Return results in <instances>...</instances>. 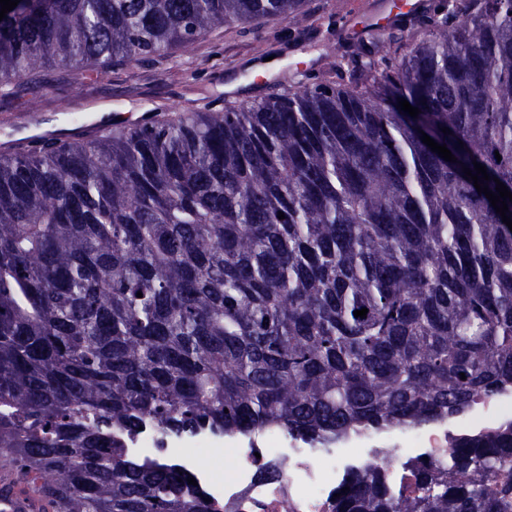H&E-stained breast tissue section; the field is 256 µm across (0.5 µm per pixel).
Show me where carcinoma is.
<instances>
[{
	"mask_svg": "<svg viewBox=\"0 0 512 512\" xmlns=\"http://www.w3.org/2000/svg\"><path fill=\"white\" fill-rule=\"evenodd\" d=\"M308 3L20 0L0 92L217 27L331 34L347 10ZM360 57L330 43L319 83L0 154V455L56 512H215L180 463L126 448L148 424L326 443L512 388V231L463 173L512 191V0H435ZM450 469L413 462V494L353 469L335 512H512V423L460 438Z\"/></svg>",
	"mask_w": 512,
	"mask_h": 512,
	"instance_id": "carcinoma-1",
	"label": "carcinoma"
}]
</instances>
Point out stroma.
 Here are the masks:
<instances>
[{
    "label": "stroma",
    "mask_w": 512,
    "mask_h": 512,
    "mask_svg": "<svg viewBox=\"0 0 512 512\" xmlns=\"http://www.w3.org/2000/svg\"><path fill=\"white\" fill-rule=\"evenodd\" d=\"M394 0H348L349 15L337 22L334 39L340 50L356 48L359 34L377 19L394 16ZM324 30L297 36L287 20L259 27L216 29L190 53L168 60H145L112 68L100 78L52 73L46 84L14 96L0 95V152L24 147L23 129L54 123L99 128L93 110L108 104L118 126L141 119L174 118L220 99L246 105L271 93L293 63L307 75H321L327 62ZM273 68H266V58Z\"/></svg>",
    "instance_id": "stroma-1"
}]
</instances>
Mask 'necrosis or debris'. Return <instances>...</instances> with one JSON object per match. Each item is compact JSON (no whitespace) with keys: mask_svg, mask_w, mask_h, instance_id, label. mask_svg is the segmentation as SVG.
<instances>
[{"mask_svg":"<svg viewBox=\"0 0 512 512\" xmlns=\"http://www.w3.org/2000/svg\"><path fill=\"white\" fill-rule=\"evenodd\" d=\"M512 422V390H504L479 401L467 423L448 425L441 420L412 427L398 435L406 452L394 457L373 455L377 469L395 481H408L407 464L428 458L447 468L455 438L466 429L488 421ZM192 454L181 460L200 488L212 499L217 512H331L336 486L346 468L336 462V450L328 445H311L298 438H283L274 432L250 436L247 442L223 441L220 435L201 432L190 438ZM286 452L279 479L262 481L256 476L260 463L274 461V449ZM229 457L232 464L219 471L200 466L203 456Z\"/></svg>","mask_w":512,"mask_h":512,"instance_id":"necrosis-or-debris-1","label":"necrosis or debris"}]
</instances>
